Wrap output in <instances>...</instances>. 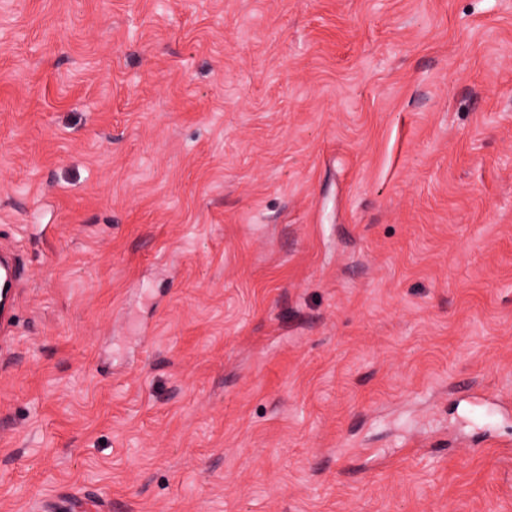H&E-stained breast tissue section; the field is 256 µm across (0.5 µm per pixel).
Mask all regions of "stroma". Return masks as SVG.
Listing matches in <instances>:
<instances>
[{
  "mask_svg": "<svg viewBox=\"0 0 512 512\" xmlns=\"http://www.w3.org/2000/svg\"><path fill=\"white\" fill-rule=\"evenodd\" d=\"M0 512H512V0H0Z\"/></svg>",
  "mask_w": 512,
  "mask_h": 512,
  "instance_id": "obj_1",
  "label": "stroma"
}]
</instances>
